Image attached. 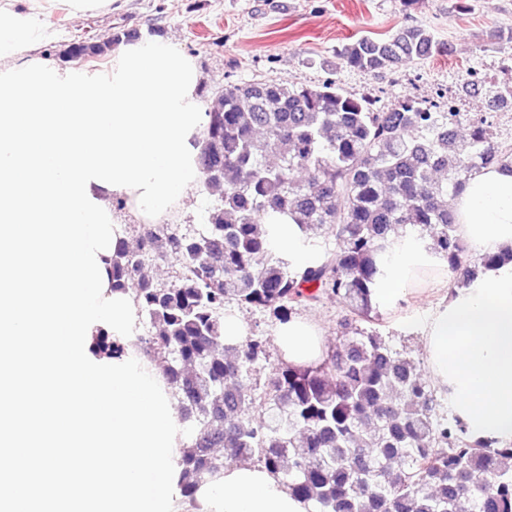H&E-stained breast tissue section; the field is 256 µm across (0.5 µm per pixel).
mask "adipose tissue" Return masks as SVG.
I'll return each instance as SVG.
<instances>
[{"label":"adipose tissue","instance_id":"ef3b65f1","mask_svg":"<svg viewBox=\"0 0 512 512\" xmlns=\"http://www.w3.org/2000/svg\"><path fill=\"white\" fill-rule=\"evenodd\" d=\"M47 33L30 12L0 7V66L36 55ZM458 232L478 255L512 247V172L473 173L453 201ZM444 288L448 298L429 320L423 347L430 379L453 414L476 437L512 438V263L449 288L444 260L429 239H401L371 295L373 307L396 310L412 296ZM284 364L303 368L327 354L324 331L312 318L293 315L273 330ZM172 512H308L281 474L259 464L228 465L224 475L177 499Z\"/></svg>","mask_w":512,"mask_h":512}]
</instances>
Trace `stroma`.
Here are the masks:
<instances>
[{"label": "stroma", "mask_w": 512, "mask_h": 512, "mask_svg": "<svg viewBox=\"0 0 512 512\" xmlns=\"http://www.w3.org/2000/svg\"><path fill=\"white\" fill-rule=\"evenodd\" d=\"M50 37L39 52L70 67L63 52L75 39L115 42L129 37L178 39L197 63L203 96L213 102L225 85L249 81L318 86L336 80L355 96L388 108L405 97L453 96L464 117L484 113V101L462 94L471 73L499 75L512 53V0H112L73 17L65 0L35 6ZM421 25L448 48L445 55L369 73L340 64L336 52L362 36L386 38ZM440 295L401 303L379 330L397 350L424 361L422 329Z\"/></svg>", "instance_id": "obj_1"}]
</instances>
